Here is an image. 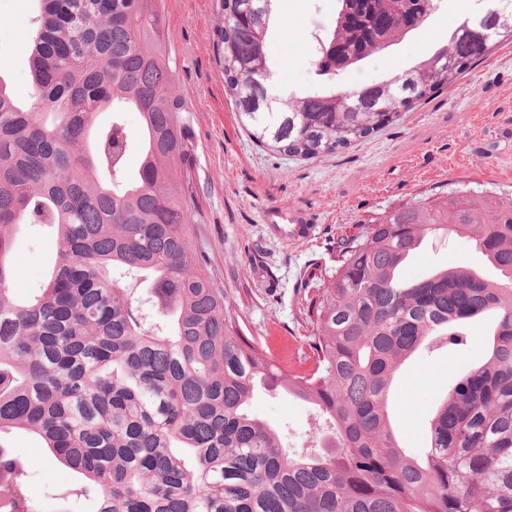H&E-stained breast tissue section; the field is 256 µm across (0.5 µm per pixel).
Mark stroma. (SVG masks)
Masks as SVG:
<instances>
[{"mask_svg": "<svg viewBox=\"0 0 512 512\" xmlns=\"http://www.w3.org/2000/svg\"><path fill=\"white\" fill-rule=\"evenodd\" d=\"M437 4L418 32L340 71L337 85L359 89L401 73L446 46L449 32L475 11L473 0ZM160 7L176 51L173 91L190 111L196 146L189 246L204 256L244 334L288 372L311 369L309 306L329 288L340 251L363 240L371 225L419 197L451 189L491 191L500 206H512V44L498 45L457 84L371 137L302 160L258 147L244 130L217 58L219 0H162ZM340 7L339 0H278L266 53L272 73L292 90L317 88L306 36L314 24L332 29ZM36 10L35 0H0V78L21 99L31 94L28 24ZM269 207L315 211L314 236L295 239L283 225L264 223ZM12 254L22 295L35 294L55 262L51 235L19 226ZM447 266L483 269L487 262L466 238L451 234L428 240L404 275L416 279ZM494 321L488 315L471 324L467 345L420 349L398 369L389 415L408 455L424 453L433 411L482 357ZM249 411L276 429L283 447H310L316 417L308 404L259 388Z\"/></svg>", "mask_w": 512, "mask_h": 512, "instance_id": "1", "label": "stroma"}]
</instances>
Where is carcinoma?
Here are the masks:
<instances>
[{"mask_svg": "<svg viewBox=\"0 0 512 512\" xmlns=\"http://www.w3.org/2000/svg\"><path fill=\"white\" fill-rule=\"evenodd\" d=\"M30 23L32 91L16 101L0 79V432L26 430L45 459L77 474L46 504L30 500L31 466L0 444V512H512V208L493 193L424 197L374 224L342 253L316 310L308 375L286 374L241 335L224 289L189 248L194 143L172 90L175 51L159 0H37ZM275 0H221L224 82L251 138L317 159L360 142L458 81L489 47L444 49L370 86L350 108L333 85L352 63L417 30L436 0H340L318 46L325 86L266 106L264 45ZM498 38L512 43V0H492ZM140 117L142 158L125 168ZM112 124L97 125L101 112ZM22 224L55 236L58 262L39 294L19 299L10 255ZM468 238L497 272L447 267L408 280L425 238ZM161 318L135 301L138 281ZM494 312L484 362L470 366L409 457L388 399L402 362L421 346L460 345L465 325ZM314 405L329 423L317 452L292 454L247 404L256 382ZM123 121L126 129L131 133V144L126 157L127 169L135 170L140 164V152L135 139V132L139 123V115L137 112H124Z\"/></svg>", "mask_w": 512, "mask_h": 512, "instance_id": "obj_1", "label": "carcinoma"}]
</instances>
